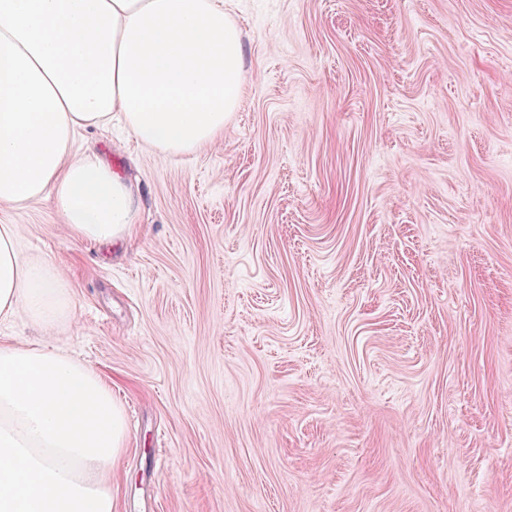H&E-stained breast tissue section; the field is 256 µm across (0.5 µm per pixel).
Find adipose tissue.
Instances as JSON below:
<instances>
[{
    "mask_svg": "<svg viewBox=\"0 0 512 512\" xmlns=\"http://www.w3.org/2000/svg\"><path fill=\"white\" fill-rule=\"evenodd\" d=\"M244 44L225 0H0V203L53 198L77 239L110 246L141 210L134 188L76 137L120 115L135 142L182 156L241 104ZM0 224V512H113L125 415L88 365L47 337L71 313L63 271ZM0 334L14 336L19 343H35L42 338L38 330L23 316L17 317L10 324L0 326Z\"/></svg>",
    "mask_w": 512,
    "mask_h": 512,
    "instance_id": "ef3b65f1",
    "label": "adipose tissue"
}]
</instances>
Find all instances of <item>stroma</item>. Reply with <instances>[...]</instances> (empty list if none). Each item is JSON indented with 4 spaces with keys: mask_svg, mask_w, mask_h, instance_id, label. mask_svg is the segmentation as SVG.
Segmentation results:
<instances>
[{
    "mask_svg": "<svg viewBox=\"0 0 512 512\" xmlns=\"http://www.w3.org/2000/svg\"><path fill=\"white\" fill-rule=\"evenodd\" d=\"M234 13L223 138L78 137L137 181L128 240L0 203L124 409L114 512H512V0Z\"/></svg>",
    "mask_w": 512,
    "mask_h": 512,
    "instance_id": "1",
    "label": "stroma"
}]
</instances>
